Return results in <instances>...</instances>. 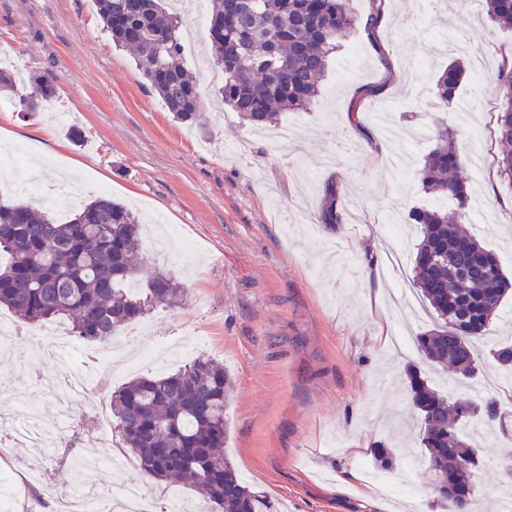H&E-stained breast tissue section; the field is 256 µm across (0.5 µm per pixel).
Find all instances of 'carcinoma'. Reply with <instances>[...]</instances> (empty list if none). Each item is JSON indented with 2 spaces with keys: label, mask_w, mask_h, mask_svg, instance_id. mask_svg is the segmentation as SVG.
<instances>
[{
  "label": "carcinoma",
  "mask_w": 512,
  "mask_h": 512,
  "mask_svg": "<svg viewBox=\"0 0 512 512\" xmlns=\"http://www.w3.org/2000/svg\"><path fill=\"white\" fill-rule=\"evenodd\" d=\"M352 0H215L209 35L214 63L224 72V104L257 129L282 112L306 110L319 95L341 40L380 23L381 7L360 17ZM117 46L131 52L136 68L173 118L202 126L199 86L183 65L182 20L169 0H93ZM487 14L512 28V0H485ZM464 78L459 62L438 76L434 92L448 105ZM494 138L497 174L512 188V58L498 65ZM21 93L16 74L0 67V94L14 100L22 117L37 112L55 94L52 76L31 75ZM422 190L452 209L417 207L409 220L421 227L414 285L435 320L417 337L429 363L466 379L474 376L475 341L485 332L512 289L495 254L465 227L470 198L448 127L416 170ZM337 190H324L321 219L336 224ZM139 224L127 206L97 197L67 222H57L29 203L0 200V308L30 322L59 319L71 335L104 343L155 307L184 304V286L171 274L138 258ZM512 371V344L491 351ZM407 382L420 414V444L435 474L444 512H478L473 477L484 458L461 428L470 419L503 429L512 415L492 398L453 400L432 387L414 367ZM232 380L206 356L175 373L140 376L112 393V416L140 468L159 482L176 480L213 504L211 512H275L252 491L224 456L225 411ZM376 465L393 468L397 449L377 444ZM469 466L463 467L460 461Z\"/></svg>",
  "instance_id": "1"
}]
</instances>
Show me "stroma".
Listing matches in <instances>:
<instances>
[{
  "mask_svg": "<svg viewBox=\"0 0 512 512\" xmlns=\"http://www.w3.org/2000/svg\"><path fill=\"white\" fill-rule=\"evenodd\" d=\"M385 13L378 40L360 31L344 41L308 110L281 114L292 136L276 145L225 105L209 20L182 18L183 36L195 45L184 62L198 78L205 112L204 127L191 128L113 44L92 0H0V53L22 54L27 73L51 71L62 104L25 119L0 97L10 152L28 155L34 141L61 148L77 180L72 193L41 200L40 208L65 221L104 194L173 227L166 253L148 258L184 284L187 299L151 312L134 334L153 344L194 332L201 354L223 363L233 381L224 453L278 512H400L407 502L441 512L407 390L406 371L421 359L413 343L396 348L378 337L401 332L413 340L434 326L425 306L401 314L389 295L396 274L412 276L419 232L408 213L431 202L414 172L435 146L438 119H447L469 175L467 227L512 276V189L497 174L491 135L496 71L512 56V29L491 23L479 0H458L446 11L430 0H386ZM455 42L471 46L456 98L469 108L465 118L434 95ZM381 83L379 99L363 98L364 87ZM357 100L353 117L348 109ZM74 128L81 143L69 140ZM331 182L338 221L329 229L321 201ZM506 342L510 297L476 343L474 378L428 376L449 397L495 398L512 412V375L490 356ZM110 412L106 402L74 403L71 425L49 448L17 444L0 468L49 471L60 491L73 482L93 493L135 481L149 500L195 502L197 492L149 477L130 452L120 465L99 467L109 442L97 418ZM466 432L486 450L475 477L481 512H499L512 429L474 421ZM357 442L363 448L355 454ZM377 442L399 449L390 494L365 489Z\"/></svg>",
  "mask_w": 512,
  "mask_h": 512,
  "instance_id": "stroma-1",
  "label": "stroma"
}]
</instances>
